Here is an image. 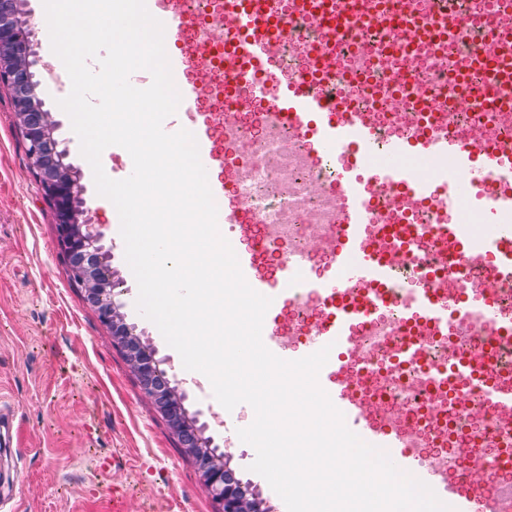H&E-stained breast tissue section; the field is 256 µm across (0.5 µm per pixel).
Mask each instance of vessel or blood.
Wrapping results in <instances>:
<instances>
[{
    "mask_svg": "<svg viewBox=\"0 0 512 512\" xmlns=\"http://www.w3.org/2000/svg\"><path fill=\"white\" fill-rule=\"evenodd\" d=\"M151 9L153 16L164 25L165 40H179L181 17L167 9L162 0H151ZM275 18L276 15L269 10L266 0H239L238 8L229 18L227 30L218 32L217 37L224 42L236 44L237 49L232 54L234 61L259 70L270 65L273 58V44L268 31L270 21ZM180 95L181 101L176 113L164 120L163 128L166 132L174 133L185 125H192L203 166H213L215 159L211 150V131L197 109L198 82L184 83ZM279 96L283 102L281 117L285 123L310 134L320 147V156L335 167L333 183L343 203L333 245L337 286L389 283L393 280L390 266L368 251L367 244L360 235L361 229L372 220V212L364 195V183L359 175L360 170L375 168L381 183L409 188L417 198L442 196L445 207L451 210L489 179L512 177L511 160L503 159L493 165L480 162L474 149L465 141L448 137L444 133L426 137L419 143L420 153L442 164L438 175H420L415 166L406 160L409 152L407 145L396 140L380 144L367 119L355 118L345 125L337 123V95L303 81L282 88ZM349 149L356 154L357 165L353 168L336 162L337 152ZM511 212L510 196H500L487 202L484 207V222L491 232L477 244L470 238L468 225L451 224L445 228L444 233L450 241L464 250L480 247L490 258L494 276L501 280H511L512 222L506 220L507 214ZM253 253V248L249 247L237 250L236 255L248 284L265 295L269 288L265 280L253 273ZM403 305L409 309L425 311L433 322L440 323L445 319L444 312L433 303L428 292L420 290L405 293ZM356 319L355 312L344 309L338 311L321 331L311 334L301 349L284 347L275 340L268 342L267 347L276 356L293 360L313 354L328 344H337L339 353L330 356L319 373L320 386L343 413L345 422L352 431L392 449V461L400 469L410 468L416 463L415 456L401 448L396 433L373 427L363 406L341 382L345 359L343 349L350 343ZM429 477L440 494L451 502L454 512H474L469 496L463 494L455 483L449 482L440 472L434 470L430 471Z\"/></svg>",
    "mask_w": 512,
    "mask_h": 512,
    "instance_id": "b4317fda",
    "label": "vessel or blood"
}]
</instances>
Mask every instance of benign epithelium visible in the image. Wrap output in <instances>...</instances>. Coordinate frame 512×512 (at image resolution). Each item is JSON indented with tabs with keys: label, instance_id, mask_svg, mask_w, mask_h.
<instances>
[{
	"label": "benign epithelium",
	"instance_id": "1",
	"mask_svg": "<svg viewBox=\"0 0 512 512\" xmlns=\"http://www.w3.org/2000/svg\"><path fill=\"white\" fill-rule=\"evenodd\" d=\"M30 24L0 8V84L17 91L16 119L33 149L34 171L41 190L55 211L58 245L70 274L84 288L86 299L96 306L99 318L111 331L156 410L168 421L181 447L197 466L215 504L216 512H260L251 500V490L237 482L224 464V457L211 450V442L191 427L181 397L170 387L166 372L154 360L117 310L112 295L121 282L114 279L105 250L103 233L82 219L76 205L85 188L81 174L66 162L68 153L54 137L56 124L33 95L36 70L47 69L29 42Z\"/></svg>",
	"mask_w": 512,
	"mask_h": 512
}]
</instances>
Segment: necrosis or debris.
<instances>
[{
	"mask_svg": "<svg viewBox=\"0 0 512 512\" xmlns=\"http://www.w3.org/2000/svg\"><path fill=\"white\" fill-rule=\"evenodd\" d=\"M172 0L185 18L181 32L186 66L205 73L201 101L207 104L217 154L239 158L230 168L231 196L242 223L227 239L243 237L256 245L257 265L279 267L289 255L306 259L307 271L327 276L333 269L330 242L338 203L309 136L277 125L274 98L257 100L249 90L256 71L241 70L236 89L227 92L224 44L209 49L205 30L224 21L229 0ZM288 21L282 52L272 65L271 85L316 75L323 55L346 80L345 112L367 114L377 132L414 143L433 133L467 138L483 155L512 157V63L485 76L486 59L501 51L489 41L500 18L512 14V0H329L347 19L351 41L332 47L318 33L319 8L313 0H276ZM367 201L377 216L367 227L368 245L395 260L406 278L403 288L426 289L442 306L496 290L500 341L481 343L486 324L473 310L448 313L441 324L424 314L367 308L370 298L388 295L369 284L336 293L330 286L312 292L289 284L290 300L280 335L289 345L322 326L336 313L337 298L364 313L354 325L355 354L347 360L344 381L368 410L372 424L399 431L422 466L441 467L473 498L480 512H512V415H504L486 390L493 383L512 393V281L492 283L483 273L485 256L460 260L442 248L448 224H478L483 199L474 198L449 212L440 201L420 200L379 183L365 171Z\"/></svg>",
	"mask_w": 512,
	"mask_h": 512,
	"instance_id": "1",
	"label": "necrosis or debris"
}]
</instances>
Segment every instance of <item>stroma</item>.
Segmentation results:
<instances>
[{
    "instance_id": "stroma-1",
    "label": "stroma",
    "mask_w": 512,
    "mask_h": 512,
    "mask_svg": "<svg viewBox=\"0 0 512 512\" xmlns=\"http://www.w3.org/2000/svg\"><path fill=\"white\" fill-rule=\"evenodd\" d=\"M38 93L57 137L86 188L84 218L99 225L110 263L124 282L115 301L126 322L155 352L189 417L195 418L236 476L249 481L267 512L281 498L252 472L254 449L237 431L254 411L225 410L200 373L136 308L138 286L125 259L116 209L105 208L92 168L80 153L63 90L41 80ZM0 411L17 445L0 447V496L19 512H215L211 496L168 422L154 409L110 329L71 283L59 255L53 210L29 166L11 93L0 84Z\"/></svg>"
}]
</instances>
